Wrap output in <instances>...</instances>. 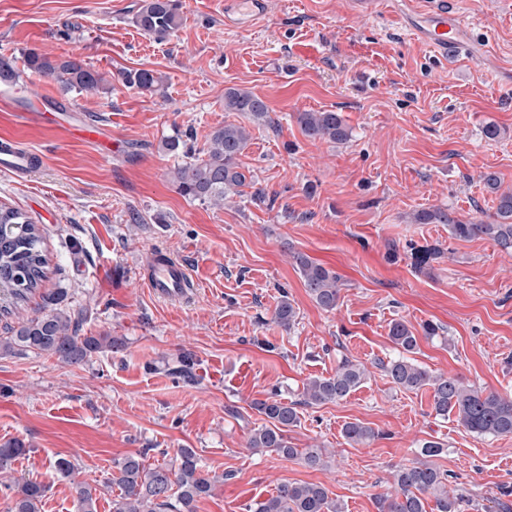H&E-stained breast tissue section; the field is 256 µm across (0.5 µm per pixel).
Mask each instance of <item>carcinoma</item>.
I'll return each instance as SVG.
<instances>
[{
	"label": "carcinoma",
	"instance_id": "cac0c4a2",
	"mask_svg": "<svg viewBox=\"0 0 512 512\" xmlns=\"http://www.w3.org/2000/svg\"><path fill=\"white\" fill-rule=\"evenodd\" d=\"M179 0H140L133 17L134 25L157 40L171 36L180 26ZM27 69L43 77L57 80L63 92L110 91L112 87L102 74L81 60L69 56L51 57L31 51L26 57ZM124 87L150 96L163 92L164 77L152 69H132L121 75ZM224 111L240 112L253 121L273 124L265 102L254 93L235 87L224 91ZM297 122L305 136L311 139L344 143L349 130L334 110L297 113ZM250 133L241 125L227 123L209 135L202 154L204 158L186 162L173 171V183L179 193L191 200L219 204L230 194L243 195L249 186L240 156ZM417 224H446L451 236L469 239L486 237L505 251H512V192H500L495 217L491 221L464 223L440 208L421 210L414 214ZM14 224L17 229L0 236V316H11L27 303L29 295L45 278L46 257L43 234L18 209L0 206V225ZM294 260L304 285L316 304L329 311L336 309L340 298V277L336 272L312 261L303 253ZM59 299L47 298L49 310H44L11 329V335L0 336V352L35 351L55 356L69 363L88 360L94 353L121 347L120 339L112 336H83L81 322L56 308ZM276 323L291 329L297 311L288 297H283L274 311ZM389 338L400 355L379 366L398 388L407 391L428 387L432 390V408L444 419L455 421L476 437L512 435V398L495 393L485 394L457 378L435 375L417 364L407 354L414 352L417 338L402 320L390 325ZM368 371L360 363L342 360L329 377H313L303 385L297 401L285 403L273 394L253 402L252 409L264 417L266 424L252 430L248 447L274 452L284 458H295L298 449L288 441L287 432L299 421L298 407L337 402L356 390ZM349 443L369 444L379 433L362 422H347L342 428ZM26 452L20 443L0 447V472ZM116 474L106 482L76 484L79 512H95L101 490L117 485L119 498L112 501V512H197L198 499L212 493L217 479L205 473L200 457L193 448H179L168 466H146L144 454H129L114 462ZM395 494L380 499L381 512H427L422 494L434 495L437 512H465L472 506L463 494H448L447 475L424 461L398 467L394 474ZM47 486L41 482L20 479L14 484L9 512H39ZM246 512H342L341 505L329 497L321 484H284L276 494L255 500Z\"/></svg>",
	"mask_w": 512,
	"mask_h": 512
}]
</instances>
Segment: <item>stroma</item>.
<instances>
[{
    "mask_svg": "<svg viewBox=\"0 0 512 512\" xmlns=\"http://www.w3.org/2000/svg\"><path fill=\"white\" fill-rule=\"evenodd\" d=\"M136 2L0 0V58L21 72L18 97H66L112 129L106 148L0 111V133L40 156L28 181L0 171V205L39 224L47 257L24 308L0 317V336L54 296L82 317L84 334L123 341L79 364L0 353V445L26 449L0 475V512L11 478L47 485L42 512H78L75 483L106 481L131 453L164 465L180 448L220 477L198 512H245L304 482L324 485L345 512H379L396 467L420 460L427 441L443 446L431 463L449 491L473 498L468 512H484L512 488V436L478 438L436 417L430 389H399L378 363L397 356L388 332L401 319L419 331L416 363L512 397V253L412 221L435 208L491 220L498 200L486 172L512 191V0H458L460 21L488 49L452 67L402 24V0H376L365 14L352 0H270L247 25L225 22L224 0H180L181 24L163 41L133 25ZM32 50L81 58L111 92L62 94L26 70ZM137 68L162 73L164 95L124 88L121 72ZM230 87L262 97L271 125L225 111ZM321 110L341 112L349 141L304 136L297 113ZM226 123L251 134L241 162L264 203L246 194L214 207L176 190L171 173L186 158L165 140L177 135L198 150ZM490 123L498 139L485 137ZM424 245L443 255L421 268L412 250ZM153 249L187 266L196 282L187 301H163L142 284ZM296 252L339 275L336 310L310 297ZM285 296L298 313L288 331L273 319ZM427 323L438 336L422 335ZM185 354L191 382L174 371ZM346 358L367 367L364 383L341 401L300 408L288 433L294 447L325 449L326 467L248 448L262 423L253 401L274 392L298 400L308 379L334 374ZM355 421L378 438L347 443L342 427ZM59 457L73 463L72 477L52 469Z\"/></svg>",
    "mask_w": 512,
    "mask_h": 512,
    "instance_id": "stroma-1",
    "label": "stroma"
}]
</instances>
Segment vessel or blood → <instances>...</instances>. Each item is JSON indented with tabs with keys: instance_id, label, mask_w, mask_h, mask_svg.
Listing matches in <instances>:
<instances>
[{
	"instance_id": "vessel-or-blood-1",
	"label": "vessel or blood",
	"mask_w": 512,
	"mask_h": 512,
	"mask_svg": "<svg viewBox=\"0 0 512 512\" xmlns=\"http://www.w3.org/2000/svg\"><path fill=\"white\" fill-rule=\"evenodd\" d=\"M414 32L435 53L437 59L456 64L471 56L469 36L457 13L446 0H428ZM35 165V156L20 139L0 135V170L17 178H27ZM143 283L151 293L169 302H180L187 294L190 278L183 261L169 252L150 251L144 264Z\"/></svg>"
}]
</instances>
